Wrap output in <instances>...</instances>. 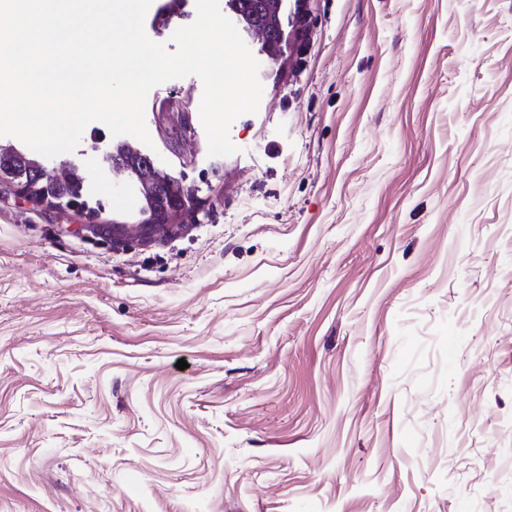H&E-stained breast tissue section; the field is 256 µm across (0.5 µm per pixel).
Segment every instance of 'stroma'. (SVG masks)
<instances>
[{
	"label": "stroma",
	"mask_w": 512,
	"mask_h": 512,
	"mask_svg": "<svg viewBox=\"0 0 512 512\" xmlns=\"http://www.w3.org/2000/svg\"><path fill=\"white\" fill-rule=\"evenodd\" d=\"M311 8L237 154L149 92L197 224L0 196V512H512V0ZM93 127L61 159L135 227ZM198 203L190 194H181V196L173 203L165 205V207L156 213L152 219L154 224L138 225L139 236L146 241H150L154 236L160 233L169 234L175 226H187L191 224L188 219V211L192 207H196Z\"/></svg>",
	"instance_id": "35a3bbf8"
}]
</instances>
